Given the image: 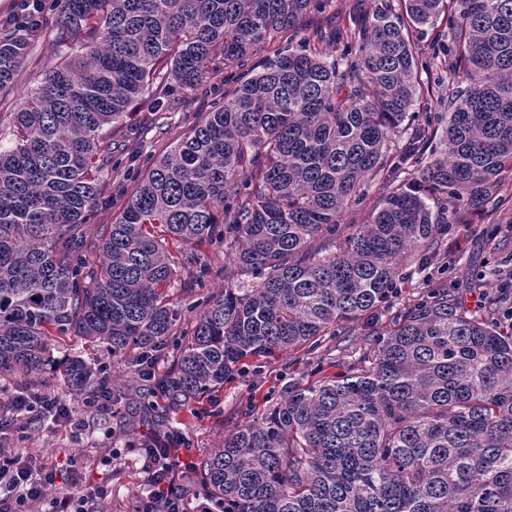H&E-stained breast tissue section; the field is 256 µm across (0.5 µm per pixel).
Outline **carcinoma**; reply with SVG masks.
Masks as SVG:
<instances>
[{
	"label": "carcinoma",
	"mask_w": 512,
	"mask_h": 512,
	"mask_svg": "<svg viewBox=\"0 0 512 512\" xmlns=\"http://www.w3.org/2000/svg\"><path fill=\"white\" fill-rule=\"evenodd\" d=\"M324 2L61 0L51 23L30 6L0 24V91L36 41L72 50L40 73L0 147V390L50 392L55 334L151 368L180 317L167 297L168 237L193 247L221 235L237 243L234 265L261 275L208 301L158 378L164 397L185 401L250 358L369 322L398 294L399 267L440 251L448 217L499 199L512 173V0H399L398 12L372 0L307 45H273ZM442 11L464 89L454 76L421 85L410 30ZM271 45L88 240L110 155L103 129L156 83L193 89L217 61ZM434 87L443 112L395 146ZM438 137L443 149L420 165ZM376 180L389 192L342 236ZM372 335L369 359L288 384L224 435L195 464L199 489L224 512H512V324L440 285ZM60 368L77 402L131 400L79 355Z\"/></svg>",
	"instance_id": "cac0c4a2"
}]
</instances>
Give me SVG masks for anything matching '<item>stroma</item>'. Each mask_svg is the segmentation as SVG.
<instances>
[{"label": "stroma", "instance_id": "obj_1", "mask_svg": "<svg viewBox=\"0 0 512 512\" xmlns=\"http://www.w3.org/2000/svg\"><path fill=\"white\" fill-rule=\"evenodd\" d=\"M61 49L49 40L34 44L30 56L15 76L11 90L0 93V143L9 144L14 114L34 78L57 63ZM239 64L223 66L205 86L196 90L160 84L156 94L134 101L121 130L112 134V169L105 180L101 198L88 216L90 232L111 223L151 165L166 154L173 142L201 121L207 112L222 105L234 84L233 76L244 73ZM447 260L406 265L401 269L399 295L378 315V329L388 328L392 318L407 304L420 299L429 284L447 283L463 294L467 308L487 310L490 303L512 306V175L502 183L501 199L468 216L467 223L452 225L446 241ZM176 275L169 299L181 314L178 328L187 332L194 318L193 308H204L212 296L230 283L249 288L256 278H240L231 255V244L217 238L204 244L200 253L213 273L204 287L192 294L181 291L182 281L191 280L195 269L184 264L179 243L168 246ZM343 343L327 341L313 352L299 350L252 363L246 371L225 382L223 388L199 396L188 406L170 412V422L183 435V458L195 462L218 448L225 434L243 421L261 416L283 394L288 383H315L319 377L346 372L350 363L369 352L365 329L347 325ZM140 403H114L112 413L85 430L70 431L44 422L34 432H18L15 445L24 453L50 462L56 469L53 493L72 491L71 466H83L82 489L105 486L107 494L98 500L97 512H135L146 491L143 452L140 441L154 433L155 415L167 401L139 385Z\"/></svg>", "mask_w": 512, "mask_h": 512}]
</instances>
